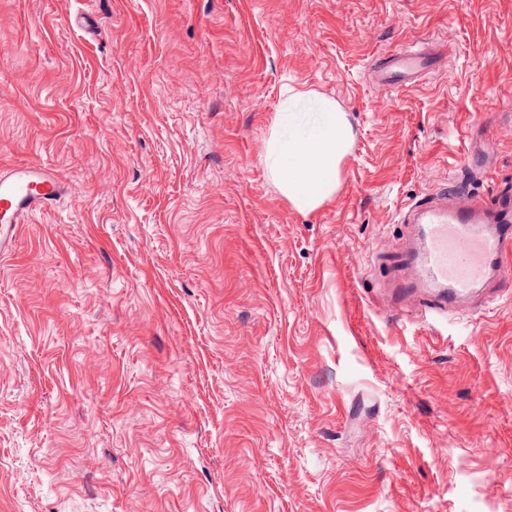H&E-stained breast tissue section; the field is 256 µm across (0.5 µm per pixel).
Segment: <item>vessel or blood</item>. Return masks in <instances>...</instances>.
Segmentation results:
<instances>
[{"instance_id": "vessel-or-blood-1", "label": "vessel or blood", "mask_w": 512, "mask_h": 512, "mask_svg": "<svg viewBox=\"0 0 512 512\" xmlns=\"http://www.w3.org/2000/svg\"><path fill=\"white\" fill-rule=\"evenodd\" d=\"M432 63L429 54L402 51L390 56L381 77L413 82ZM65 193L45 165L0 167V255L12 250L21 224ZM416 228L402 248L390 302L398 308L457 313L491 300L512 271V205L444 191L408 212Z\"/></svg>"}]
</instances>
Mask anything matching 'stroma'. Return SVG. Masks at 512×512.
Segmentation results:
<instances>
[{
    "label": "stroma",
    "instance_id": "1",
    "mask_svg": "<svg viewBox=\"0 0 512 512\" xmlns=\"http://www.w3.org/2000/svg\"><path fill=\"white\" fill-rule=\"evenodd\" d=\"M291 88L353 134L311 213ZM1 162L66 193L0 255V512H512V283L373 301L409 205L512 194V0H0ZM431 64L432 57L425 52H397L388 58L381 70V77L390 85L395 79L411 84ZM277 121L266 148L267 170L294 208L316 211L340 185V165L353 142L346 113L334 99L294 91Z\"/></svg>",
    "mask_w": 512,
    "mask_h": 512
}]
</instances>
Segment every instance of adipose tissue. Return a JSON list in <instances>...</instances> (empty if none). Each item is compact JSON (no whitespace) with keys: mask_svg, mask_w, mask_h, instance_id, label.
<instances>
[{"mask_svg":"<svg viewBox=\"0 0 512 512\" xmlns=\"http://www.w3.org/2000/svg\"><path fill=\"white\" fill-rule=\"evenodd\" d=\"M352 142L346 114L334 99L296 91L280 107L266 167L288 202L310 213L334 197Z\"/></svg>","mask_w":512,"mask_h":512,"instance_id":"ef3b65f1","label":"adipose tissue"}]
</instances>
